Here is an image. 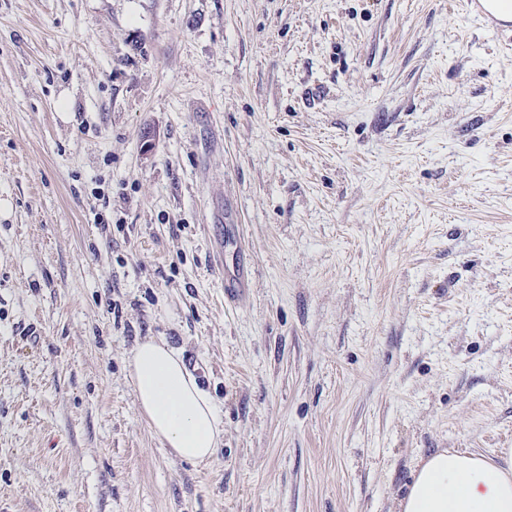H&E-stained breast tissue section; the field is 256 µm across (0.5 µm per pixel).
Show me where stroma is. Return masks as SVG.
Here are the masks:
<instances>
[{"instance_id":"obj_1","label":"stroma","mask_w":512,"mask_h":512,"mask_svg":"<svg viewBox=\"0 0 512 512\" xmlns=\"http://www.w3.org/2000/svg\"><path fill=\"white\" fill-rule=\"evenodd\" d=\"M0 202V512H397L436 451L506 466L512 27L0 0ZM148 336L224 421L208 462L139 412Z\"/></svg>"}]
</instances>
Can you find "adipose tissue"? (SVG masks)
<instances>
[{"label":"adipose tissue","mask_w":512,"mask_h":512,"mask_svg":"<svg viewBox=\"0 0 512 512\" xmlns=\"http://www.w3.org/2000/svg\"><path fill=\"white\" fill-rule=\"evenodd\" d=\"M136 402L154 436L178 458H211L224 423L210 394L166 340L139 342L130 359ZM400 512H512V467L484 455L437 451L423 458Z\"/></svg>","instance_id":"obj_1"}]
</instances>
